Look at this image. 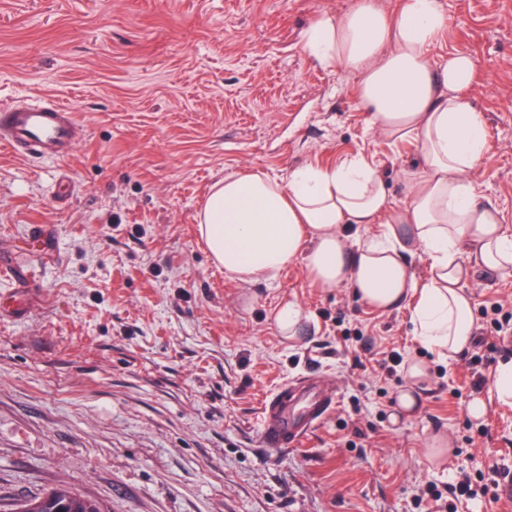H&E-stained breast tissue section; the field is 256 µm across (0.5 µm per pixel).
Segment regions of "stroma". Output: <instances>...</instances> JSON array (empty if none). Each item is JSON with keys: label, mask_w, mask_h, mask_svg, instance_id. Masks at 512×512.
<instances>
[{"label": "stroma", "mask_w": 512, "mask_h": 512, "mask_svg": "<svg viewBox=\"0 0 512 512\" xmlns=\"http://www.w3.org/2000/svg\"><path fill=\"white\" fill-rule=\"evenodd\" d=\"M357 2L0 0V106L52 98L84 130L64 158L0 149V253L31 274L29 310L0 316V512L56 487L100 512H512L484 492L512 467V406L468 412L474 373L512 359V326L487 315L512 319V266L474 270L477 339L448 360L410 307L322 290L300 258L240 281L198 234L225 177L284 181L352 155L404 205L416 144L377 135L352 72L302 49L315 17ZM440 2L430 58L474 59L488 150L470 178L512 237V0ZM286 301L304 315L292 339L274 321ZM393 350L429 368L410 415L405 371L378 375ZM322 376L334 413L302 447H261L265 398ZM462 470L468 499L453 493Z\"/></svg>", "instance_id": "1"}]
</instances>
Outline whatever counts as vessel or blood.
<instances>
[{"instance_id": "b4317fda", "label": "vessel or blood", "mask_w": 512, "mask_h": 512, "mask_svg": "<svg viewBox=\"0 0 512 512\" xmlns=\"http://www.w3.org/2000/svg\"><path fill=\"white\" fill-rule=\"evenodd\" d=\"M81 135L75 114L64 104L19 102L0 108V148L29 157H65ZM330 391L311 379L283 383L263 402L260 442L264 447L288 449L301 444L331 413Z\"/></svg>"}]
</instances>
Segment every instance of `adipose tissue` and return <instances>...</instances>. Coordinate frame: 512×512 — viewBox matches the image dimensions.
<instances>
[{"label": "adipose tissue", "instance_id": "obj_1", "mask_svg": "<svg viewBox=\"0 0 512 512\" xmlns=\"http://www.w3.org/2000/svg\"><path fill=\"white\" fill-rule=\"evenodd\" d=\"M447 27L439 0H402L391 14L377 0H360L310 23L304 51L323 68L356 75L371 128L417 142L421 163L406 177L407 200L394 207L384 177L361 156L295 169L284 182L254 172L226 178L197 216L217 267L241 280H270L301 258L320 288L351 285L382 312L412 303L416 336L440 357L473 342L465 284L472 268L512 265V238L499 209L479 202L468 179L487 150L484 120L464 96L476 80L474 60L455 52L434 65L427 56ZM349 224L380 231L350 247ZM414 247L431 261L422 281L408 260Z\"/></svg>", "mask_w": 512, "mask_h": 512}]
</instances>
